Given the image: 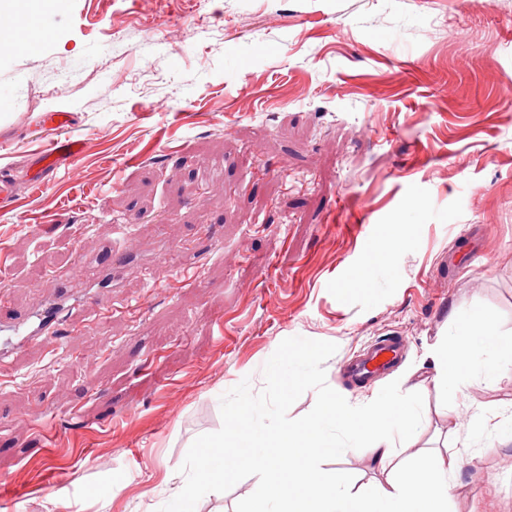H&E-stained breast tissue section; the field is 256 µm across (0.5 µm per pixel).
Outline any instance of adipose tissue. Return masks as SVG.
<instances>
[{
    "label": "adipose tissue",
    "instance_id": "ef3b65f1",
    "mask_svg": "<svg viewBox=\"0 0 512 512\" xmlns=\"http://www.w3.org/2000/svg\"><path fill=\"white\" fill-rule=\"evenodd\" d=\"M0 15L16 17L20 23L7 36L17 52H39V45L28 42L24 25L51 20L49 0H0ZM449 344L450 351L437 352L435 358L444 364L438 382L452 394L463 393L477 378L512 370V355H506L502 333L487 315L477 314L465 324L453 325ZM420 417L416 404L395 394L356 413L326 399L316 418L308 423L275 420L265 408L251 405L247 426L231 429L229 438L238 448L248 447L267 434L276 443L255 466L259 479L254 512H453L460 489L457 474L461 452L428 455L402 469L393 464L391 438L411 434ZM298 439L306 440V447L295 464L283 466L281 448ZM330 442L343 448L359 442L370 444L375 460L388 474L386 485L356 494L344 472L321 469L324 446ZM232 469L219 452L193 456L188 469L167 472L164 483L169 495L164 512H189L187 503L197 488H223L224 475Z\"/></svg>",
    "mask_w": 512,
    "mask_h": 512
}]
</instances>
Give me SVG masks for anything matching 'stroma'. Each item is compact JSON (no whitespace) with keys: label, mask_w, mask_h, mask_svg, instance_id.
<instances>
[{"label":"stroma","mask_w":512,"mask_h":512,"mask_svg":"<svg viewBox=\"0 0 512 512\" xmlns=\"http://www.w3.org/2000/svg\"><path fill=\"white\" fill-rule=\"evenodd\" d=\"M53 23L37 54L0 44L19 196L0 212V310L90 300L0 374V486L23 494L0 512L77 491L78 512H159L166 471L225 434L236 399L301 423L321 398L391 393L423 414L398 458L469 444L459 512H512V442L471 437L463 412L512 419V372L453 400L428 355L474 313L512 333V0H68ZM57 110L85 152L35 191ZM42 212L55 222L32 233ZM165 242L191 281L151 280ZM452 250L477 257L452 271ZM384 336L406 338L403 365L350 384L341 362ZM261 453L240 449L194 512H251ZM321 467L386 480L361 445Z\"/></svg>","instance_id":"stroma-1"}]
</instances>
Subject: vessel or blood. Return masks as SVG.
<instances>
[{
  "label": "vessel or blood",
  "instance_id": "b4317fda",
  "mask_svg": "<svg viewBox=\"0 0 512 512\" xmlns=\"http://www.w3.org/2000/svg\"><path fill=\"white\" fill-rule=\"evenodd\" d=\"M42 124L49 139L40 153V169L30 176L32 187L39 188L54 181L60 165H71L84 152V142L73 134L74 117L68 112H50ZM73 308L63 298L45 301L40 310L20 320L0 319V368L23 344L48 341L63 327L72 325ZM405 356V343L397 337L374 341L344 362V373L352 383L366 385L398 367Z\"/></svg>",
  "mask_w": 512,
  "mask_h": 512
}]
</instances>
